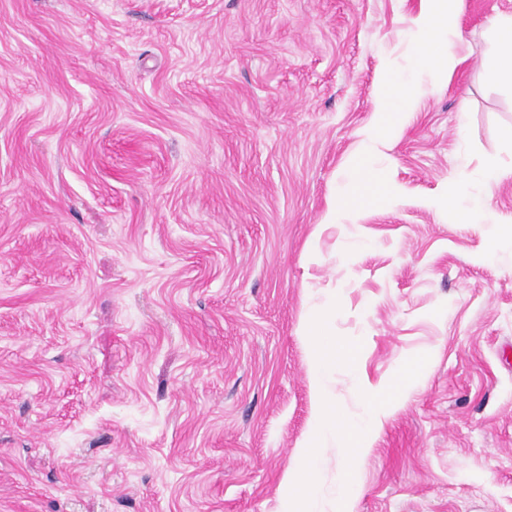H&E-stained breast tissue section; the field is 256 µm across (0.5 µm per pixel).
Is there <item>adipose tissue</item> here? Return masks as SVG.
<instances>
[{
    "instance_id": "adipose-tissue-1",
    "label": "adipose tissue",
    "mask_w": 512,
    "mask_h": 512,
    "mask_svg": "<svg viewBox=\"0 0 512 512\" xmlns=\"http://www.w3.org/2000/svg\"><path fill=\"white\" fill-rule=\"evenodd\" d=\"M457 12L458 0H423L418 26L409 36L416 72L449 75L460 64L461 59L455 51ZM487 38L492 48L485 57L482 77L489 85L512 90V15L496 16L490 23ZM414 99L409 80L397 75H384L376 95V136H386L406 125L415 111ZM508 178H512V168H502L493 161L467 174L457 181L456 195L446 197L443 202L449 217L460 224L496 225L498 236L512 239V225L499 223L490 204L500 183ZM473 184L483 191L481 202L472 208L458 204L457 195L467 193ZM381 196L393 204L399 201V195L388 183L385 173L374 169L369 149L361 148L346 168L322 221L332 224L339 215L359 213ZM335 308V303L331 302L309 308L306 315L305 329L312 347L311 381L316 416L299 464L288 475L289 486L296 489L295 495L288 498V512H319V491L310 480L318 462L319 449L338 448L345 473H354L369 433L380 426L386 414L377 394L369 392L364 396L360 416L341 422L336 419L330 377L337 366L353 357L356 346L352 343L338 346L328 341V325Z\"/></svg>"
}]
</instances>
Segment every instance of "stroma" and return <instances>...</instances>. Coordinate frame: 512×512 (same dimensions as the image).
<instances>
[{
  "instance_id": "stroma-1",
  "label": "stroma",
  "mask_w": 512,
  "mask_h": 512,
  "mask_svg": "<svg viewBox=\"0 0 512 512\" xmlns=\"http://www.w3.org/2000/svg\"><path fill=\"white\" fill-rule=\"evenodd\" d=\"M421 9L0 0V512H284L330 297L338 416L425 362L353 512H512V240L433 204L512 167V0H462L466 59L378 144L400 203L322 221ZM487 38L492 49L485 57L483 80L512 91V15L496 16L490 23Z\"/></svg>"
}]
</instances>
